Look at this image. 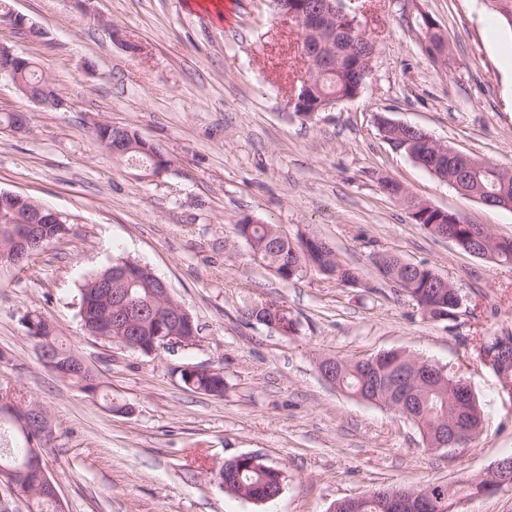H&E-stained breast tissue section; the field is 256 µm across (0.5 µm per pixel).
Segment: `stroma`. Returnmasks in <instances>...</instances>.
<instances>
[{
	"instance_id": "stroma-1",
	"label": "stroma",
	"mask_w": 512,
	"mask_h": 512,
	"mask_svg": "<svg viewBox=\"0 0 512 512\" xmlns=\"http://www.w3.org/2000/svg\"><path fill=\"white\" fill-rule=\"evenodd\" d=\"M38 38L0 26V44L34 58L65 100L38 107L0 76V113L31 130L0 133V189L66 218L68 234L28 268L0 269V390L42 405L43 448L63 512H328L372 490L448 484L512 454V399L477 357L479 337L512 332V264L461 251L415 224L380 178L469 224L512 239V211L486 206L394 150L376 117L512 168V89L503 58L512 29L488 0H346L376 46L359 94L303 119L293 99L306 78L301 31L274 0H10ZM445 33L447 62L430 58L416 12ZM105 121L135 130L172 161L162 178L113 161L93 134ZM317 236L363 283L313 269L290 281L253 260L236 224ZM394 253L450 281L462 305L433 321L375 260ZM164 279L192 316L194 345L153 354L87 335L80 287L115 259ZM260 303L288 308L291 335L249 318ZM48 319L112 392L106 410L39 359L27 319ZM399 349L452 364L485 413L478 438L426 448L417 428L326 382V358ZM224 375L215 397L180 371ZM128 413H121V406ZM261 456L286 476L254 503L215 480L224 462Z\"/></svg>"
}]
</instances>
